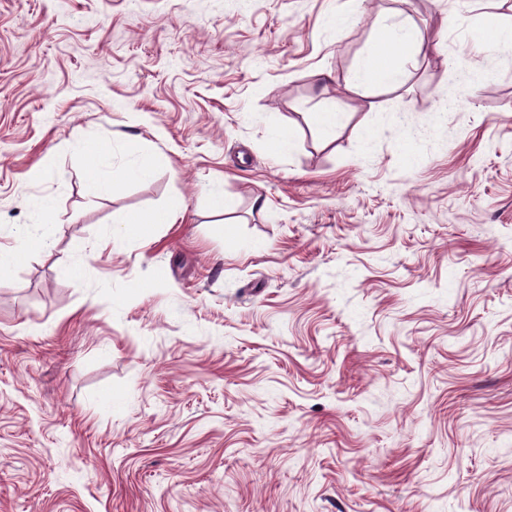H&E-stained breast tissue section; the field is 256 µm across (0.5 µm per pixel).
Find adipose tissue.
Returning a JSON list of instances; mask_svg holds the SVG:
<instances>
[{"label": "adipose tissue", "mask_w": 512, "mask_h": 512, "mask_svg": "<svg viewBox=\"0 0 512 512\" xmlns=\"http://www.w3.org/2000/svg\"><path fill=\"white\" fill-rule=\"evenodd\" d=\"M464 37L485 55L488 68L512 60V22L502 23L490 17H472ZM436 42L427 38L416 23L397 10L385 12L379 19L373 48L345 79L346 89L367 100L371 112L380 122L396 126L401 137L397 150L405 162H413L420 144L435 143L445 132L443 113H434L430 123L417 125L409 116L380 111L372 99L377 88L395 89L402 85L420 57L435 50ZM74 150L90 154L91 165L100 172L125 178H150L156 163L127 138L113 137L98 149L77 142Z\"/></svg>", "instance_id": "obj_1"}]
</instances>
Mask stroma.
<instances>
[{
	"instance_id": "obj_1",
	"label": "stroma",
	"mask_w": 512,
	"mask_h": 512,
	"mask_svg": "<svg viewBox=\"0 0 512 512\" xmlns=\"http://www.w3.org/2000/svg\"><path fill=\"white\" fill-rule=\"evenodd\" d=\"M394 7L440 47L385 110L479 76L410 164L344 88ZM459 13L0 0V243L57 225L0 280V512H512V66ZM116 134L150 180L72 151ZM474 81L475 72L471 67L464 61H455L453 81L452 84L448 86V110H458L465 105L464 92L472 89ZM38 220L33 224L31 238L34 241L45 242L53 238L56 224L48 213V209L42 203H37L34 208ZM176 218V212L169 209L157 210L147 215L132 216L122 223L120 233L126 237L137 231L141 224H173Z\"/></svg>"
}]
</instances>
